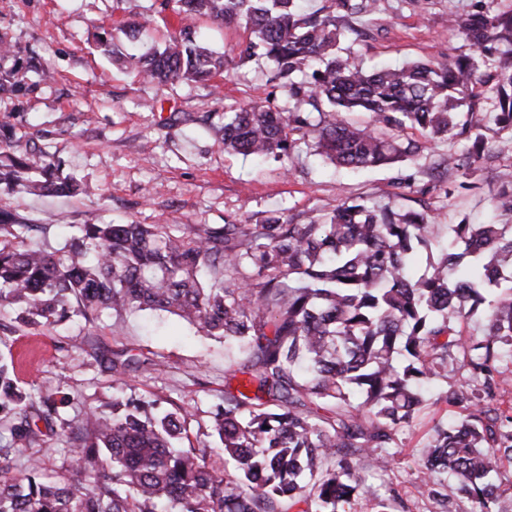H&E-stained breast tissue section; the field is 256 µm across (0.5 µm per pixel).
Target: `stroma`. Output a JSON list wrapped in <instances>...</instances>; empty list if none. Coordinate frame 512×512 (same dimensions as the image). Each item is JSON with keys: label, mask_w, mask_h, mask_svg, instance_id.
I'll return each mask as SVG.
<instances>
[{"label": "stroma", "mask_w": 512, "mask_h": 512, "mask_svg": "<svg viewBox=\"0 0 512 512\" xmlns=\"http://www.w3.org/2000/svg\"><path fill=\"white\" fill-rule=\"evenodd\" d=\"M161 0H0V74L9 75L11 92H0V129L9 131V150L23 155L39 150L60 159L63 176L76 179L90 195L55 196L14 192L10 209L30 224L47 225L29 244L60 247L72 225L257 224L270 212L285 221L307 224L341 202L387 205L396 210L428 211L441 226L511 224L512 213L498 209L496 193L512 181V153L472 167L478 187L443 197L433 172L447 155L465 157L468 145L440 141L416 162L346 172L306 159L283 169L224 154L218 145L225 110L250 102H281L269 68L247 63L208 82L158 86L143 82L135 69L112 60L97 45L112 38L126 55L162 45L173 12ZM481 0H377L358 26L362 38L346 45L364 67L405 61L448 62L473 54L452 24L481 7ZM141 25L137 39L117 33L119 22ZM215 51L234 56L248 41L245 25L225 27L206 18L190 20ZM122 350L161 361L158 371L133 378L137 394L163 396L192 415L189 440L204 442L211 407L222 400L224 368L233 348L204 337L176 317L150 311L116 319L104 313L93 321L74 317L46 328L0 322V358L11 362L21 386H49L71 400L65 416L110 402L117 393L109 355ZM457 408L424 406L398 430L399 464L371 471L372 494L359 496L358 512H373L375 495L397 490L406 512H471L467 500L442 507L422 496L413 458L436 424ZM72 446L62 429L45 433L21 449L17 466L43 463L49 473H64Z\"/></svg>", "instance_id": "1"}]
</instances>
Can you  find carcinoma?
<instances>
[{"mask_svg":"<svg viewBox=\"0 0 512 512\" xmlns=\"http://www.w3.org/2000/svg\"><path fill=\"white\" fill-rule=\"evenodd\" d=\"M339 15L305 13L300 0H175L181 19L245 22L254 39L238 60L203 46L191 28L141 55L143 78L205 82L255 58L290 105L270 101L224 113V151L293 164L306 151L336 168L365 170L415 161L448 137L485 150L474 89L490 82L495 151H512V62L488 71L498 46L512 47V11L479 10L458 26L477 55L451 64L413 61L365 70L340 43L358 32L374 0H332ZM308 105L310 112L299 111ZM469 118L463 120L462 107ZM369 114L362 125L349 114ZM418 129L420 142L404 138ZM450 155L436 167L445 195ZM86 192L59 180L52 157L0 152V190ZM40 228L0 207V321L51 326L75 314H174L235 345L224 371V404L211 413L216 446L176 448L189 413H155L160 399L114 398L63 421L73 444L68 476L38 460L18 470L20 447L53 429L69 404L54 390L29 392L0 362V512H353L370 493L365 464L385 468L396 427L447 383L432 404L459 408L438 424L414 461L422 492L445 504L464 496L472 512H499L491 477L512 459V406L502 407L512 370V225L454 224L436 240L434 216L341 203L309 224L271 214L260 224H78L61 248H31ZM425 264L422 274L414 268ZM484 325L465 336L461 322ZM156 365L124 352L112 376L125 384ZM465 377L453 384L448 378ZM237 384H232V381Z\"/></svg>","mask_w":512,"mask_h":512,"instance_id":"1","label":"carcinoma"}]
</instances>
